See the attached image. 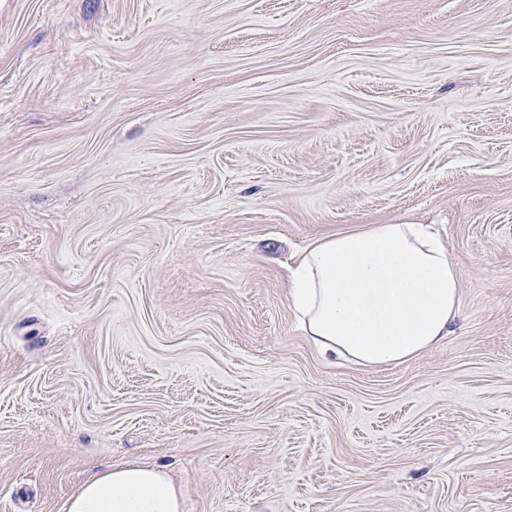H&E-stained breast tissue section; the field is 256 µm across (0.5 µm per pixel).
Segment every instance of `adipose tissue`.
<instances>
[{
    "label": "adipose tissue",
    "instance_id": "adipose-tissue-1",
    "mask_svg": "<svg viewBox=\"0 0 512 512\" xmlns=\"http://www.w3.org/2000/svg\"><path fill=\"white\" fill-rule=\"evenodd\" d=\"M447 245L428 225L400 221L340 232L312 244L288 296L321 353L365 365L405 361L444 340L461 315ZM67 512H183L162 468L112 467L88 478Z\"/></svg>",
    "mask_w": 512,
    "mask_h": 512
}]
</instances>
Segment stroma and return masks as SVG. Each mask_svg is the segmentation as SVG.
Listing matches in <instances>:
<instances>
[{
  "label": "stroma",
  "mask_w": 512,
  "mask_h": 512,
  "mask_svg": "<svg viewBox=\"0 0 512 512\" xmlns=\"http://www.w3.org/2000/svg\"><path fill=\"white\" fill-rule=\"evenodd\" d=\"M430 224L462 320L322 356L287 270ZM512 512V0H0V512ZM67 512H183V500L160 467H112L88 478L69 498Z\"/></svg>",
  "instance_id": "1"
}]
</instances>
